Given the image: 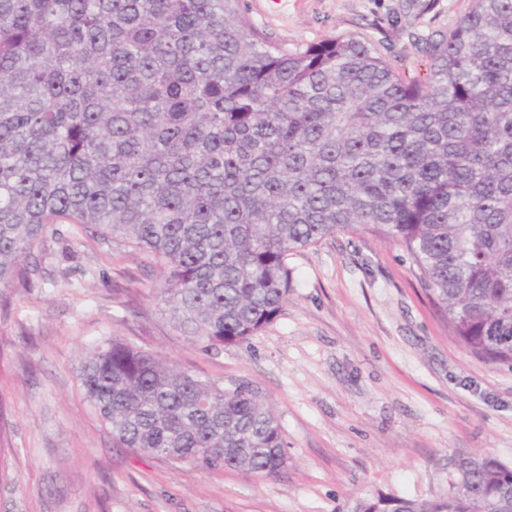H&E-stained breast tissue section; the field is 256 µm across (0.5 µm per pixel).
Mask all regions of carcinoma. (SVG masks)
Instances as JSON below:
<instances>
[{
  "instance_id": "obj_1",
  "label": "carcinoma",
  "mask_w": 512,
  "mask_h": 512,
  "mask_svg": "<svg viewBox=\"0 0 512 512\" xmlns=\"http://www.w3.org/2000/svg\"><path fill=\"white\" fill-rule=\"evenodd\" d=\"M56 224L160 267L196 344L257 335L288 256L338 231L403 246L452 337L512 365V0H473L426 79L353 36L285 48L239 0H0V288ZM118 448L205 469L288 467L271 405L114 336L83 358ZM354 512H512V467L463 458L446 496Z\"/></svg>"
}]
</instances>
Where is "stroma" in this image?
I'll use <instances>...</instances> for the list:
<instances>
[{"instance_id":"35a3bbf8","label":"stroma","mask_w":512,"mask_h":512,"mask_svg":"<svg viewBox=\"0 0 512 512\" xmlns=\"http://www.w3.org/2000/svg\"><path fill=\"white\" fill-rule=\"evenodd\" d=\"M472 0H240L289 48L353 35L424 77L430 38ZM31 284L0 309V512H352L357 501L447 495L457 459L512 466V367L450 335L407 251L339 231L288 258L293 287L247 342L208 350L156 297L159 270L121 240L58 225L32 252ZM118 336L199 378L248 382L272 404L288 454L277 476L114 447L78 375Z\"/></svg>"}]
</instances>
